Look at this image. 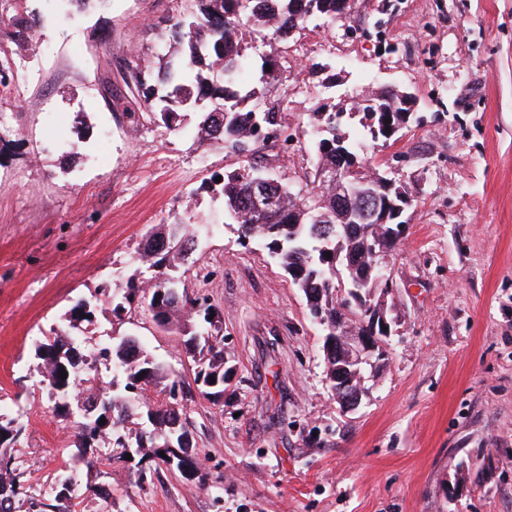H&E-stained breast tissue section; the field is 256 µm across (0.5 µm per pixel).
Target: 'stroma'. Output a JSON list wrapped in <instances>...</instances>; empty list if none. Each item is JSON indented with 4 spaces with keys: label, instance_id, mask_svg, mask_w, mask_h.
<instances>
[{
    "label": "stroma",
    "instance_id": "obj_1",
    "mask_svg": "<svg viewBox=\"0 0 512 512\" xmlns=\"http://www.w3.org/2000/svg\"><path fill=\"white\" fill-rule=\"evenodd\" d=\"M354 0L348 24L311 20L275 46L273 91L292 138L257 145L262 170L303 187L317 157L311 114L363 86L406 87L416 113L375 167L412 196L392 264L402 314L388 363L358 410L342 414L325 383L323 332L305 297L264 245H241L217 177L238 159L181 129L136 119L123 80L132 56L164 51L160 22L176 0H26L47 21L37 52L0 82V410L26 432L18 461L39 458L35 497L64 473L73 441L39 381L34 346L69 330L95 288H121L146 233L202 225L177 272L180 294L222 320L235 365L224 402L204 397L179 335L134 307L98 303L79 322L84 350L129 334L184 382L194 451L206 483L160 470L138 482L135 461L96 449L112 496L74 471L75 512H512V0ZM327 66L336 87L313 76Z\"/></svg>",
    "mask_w": 512,
    "mask_h": 512
}]
</instances>
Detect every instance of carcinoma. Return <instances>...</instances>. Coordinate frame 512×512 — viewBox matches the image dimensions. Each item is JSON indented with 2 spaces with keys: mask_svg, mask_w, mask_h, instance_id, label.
<instances>
[{
  "mask_svg": "<svg viewBox=\"0 0 512 512\" xmlns=\"http://www.w3.org/2000/svg\"><path fill=\"white\" fill-rule=\"evenodd\" d=\"M351 9L352 0H181L178 14L165 20L169 49L180 57L179 65L171 69L134 62L128 67V87L143 99L149 121L170 127L178 123L180 111L195 110L197 141L222 144L238 156L237 167L222 181L224 212L236 224L238 239L261 240L275 254L303 292L314 320L336 318L342 291L379 293L385 288L371 267L397 250L391 237L395 224L381 220L400 203L396 189H405L404 184L395 176L372 180L365 173L360 192L345 195L325 184L324 175L354 163L367 167L369 144L391 145L408 129L404 122L412 120L415 97L387 85L363 96L358 114L312 113L318 161L306 192L316 199L313 206L301 203L299 192L277 178L262 192L249 178L254 146L265 142L264 133L282 129V115L255 89L241 85L249 68L248 50L260 44L272 48L314 18L344 22ZM0 24L11 28L10 40L20 47L28 46L33 32L42 28V20L27 12L21 0ZM260 59L261 81H278L277 61L266 54ZM347 116L359 117L368 141L350 139L343 129ZM195 237L193 225L182 222L162 224L147 234L137 249L138 267L112 312L137 301L147 305L157 325L173 327L181 336L201 337L198 345L186 349L195 364L194 382L213 401L228 389L232 371L220 336V314L176 290V272L193 254ZM34 356L37 371L48 373L43 382L54 397V411L73 418L77 461L87 460L88 451L106 440L118 458L135 454L156 471L166 464L160 453L170 452L169 443L174 442L182 452L176 469L204 479L192 453L183 405L172 396H144L150 385L171 394L182 380L167 374L135 339L118 337L89 359L78 336L58 334L38 343ZM109 411L112 416L99 424ZM24 432L20 421L0 412V512H19L21 496L27 497L28 512H71L68 475L56 481L51 503L28 494L27 469L12 455Z\"/></svg>",
  "mask_w": 512,
  "mask_h": 512,
  "instance_id": "cac0c4a2",
  "label": "carcinoma"
}]
</instances>
